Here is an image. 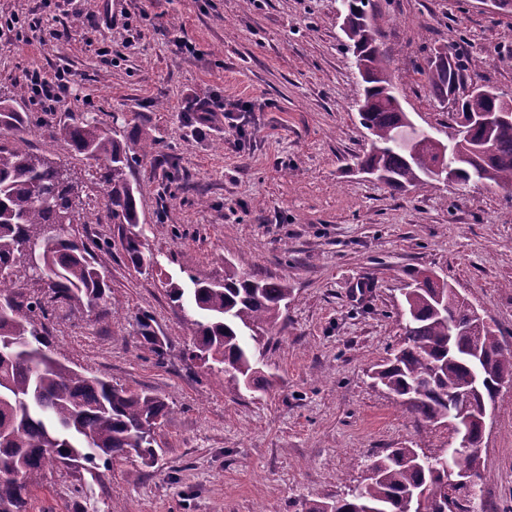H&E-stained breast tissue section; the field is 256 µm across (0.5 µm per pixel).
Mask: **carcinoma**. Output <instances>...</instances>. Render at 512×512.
<instances>
[{"instance_id":"cac0c4a2","label":"carcinoma","mask_w":512,"mask_h":512,"mask_svg":"<svg viewBox=\"0 0 512 512\" xmlns=\"http://www.w3.org/2000/svg\"><path fill=\"white\" fill-rule=\"evenodd\" d=\"M353 37L350 48L367 79L356 101L361 124L371 136L363 163L376 165L395 189H425L437 183V164L450 168L453 182L467 186L474 169L484 183L512 189V120L496 126L491 149L472 161L441 151L433 143L409 146L397 139L408 114L391 91L389 56L380 41L383 17L372 0H342ZM464 64L440 52L423 70L432 94L444 103L462 82ZM512 97L468 95L454 99L460 112H504ZM31 117L0 100V512H26L28 498L44 473L68 459L88 470L97 462L135 455L155 461V430L169 413L161 397L132 390L70 368L48 352L38 320L56 303L119 308L98 261L99 242L68 234L83 219L89 191L54 159L31 152L25 134ZM66 149L97 162L106 186L112 223L128 226L121 240L136 268L152 265L139 230L137 189L127 177L132 157L112 134L82 115L59 130ZM36 277L49 300L19 292L20 279ZM193 287L169 283V297L181 310L192 353H205L212 373L234 386H259L255 344L278 323L290 288L232 266L224 280L191 279ZM451 285L426 276L404 294L406 322L392 357L373 378L394 393L416 418L448 420L454 396L472 393L476 406L495 401L500 382L512 378V348L463 303L448 300ZM141 335L157 356L163 346L140 317ZM448 471L414 448H394L370 464L362 480L331 502L314 501L304 512H442Z\"/></svg>"}]
</instances>
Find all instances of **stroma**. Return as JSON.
<instances>
[{
	"instance_id": "1",
	"label": "stroma",
	"mask_w": 512,
	"mask_h": 512,
	"mask_svg": "<svg viewBox=\"0 0 512 512\" xmlns=\"http://www.w3.org/2000/svg\"><path fill=\"white\" fill-rule=\"evenodd\" d=\"M405 112L447 140L455 111L421 71L441 51L469 56L470 84L512 95V13L481 0H374ZM341 0H0V98L32 115L30 150L90 182L93 161L47 127L85 113L133 158L140 225L154 257L136 270L103 187L72 235L100 253L118 311L60 308L44 323L55 358L165 398L155 463L116 458L60 469L28 512H302L361 481L389 448L442 456L448 426L412 415L371 374L400 340L403 292L421 273L447 280L512 345V192L440 182L395 190L364 173L370 149L355 107L362 80ZM156 16L165 34L140 22ZM186 43L187 52L176 49ZM70 74L56 112L35 111L32 71ZM211 102V122L191 105ZM241 105L225 118L220 108ZM151 143V158L139 147ZM286 281L291 301L259 363L233 389L191 358L169 283L219 280L226 266ZM149 314L165 340L140 335ZM487 479L466 512H512V382L495 399L480 450Z\"/></svg>"
}]
</instances>
